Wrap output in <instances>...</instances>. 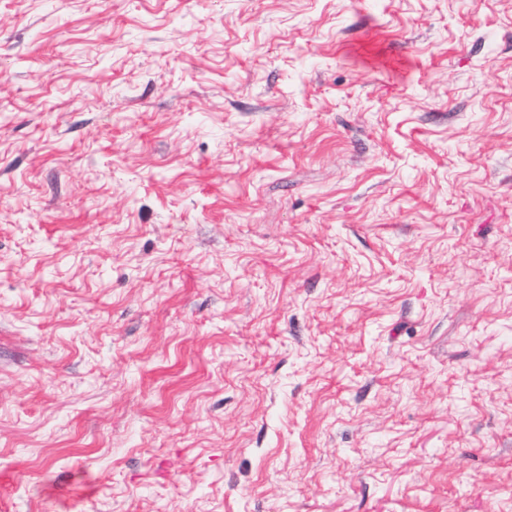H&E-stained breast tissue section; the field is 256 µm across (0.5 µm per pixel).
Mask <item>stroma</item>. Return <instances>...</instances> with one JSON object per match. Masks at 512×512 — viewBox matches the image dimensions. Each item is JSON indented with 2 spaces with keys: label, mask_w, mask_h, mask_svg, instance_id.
I'll list each match as a JSON object with an SVG mask.
<instances>
[{
  "label": "stroma",
  "mask_w": 512,
  "mask_h": 512,
  "mask_svg": "<svg viewBox=\"0 0 512 512\" xmlns=\"http://www.w3.org/2000/svg\"><path fill=\"white\" fill-rule=\"evenodd\" d=\"M0 512H512V0H0Z\"/></svg>",
  "instance_id": "35a3bbf8"
}]
</instances>
